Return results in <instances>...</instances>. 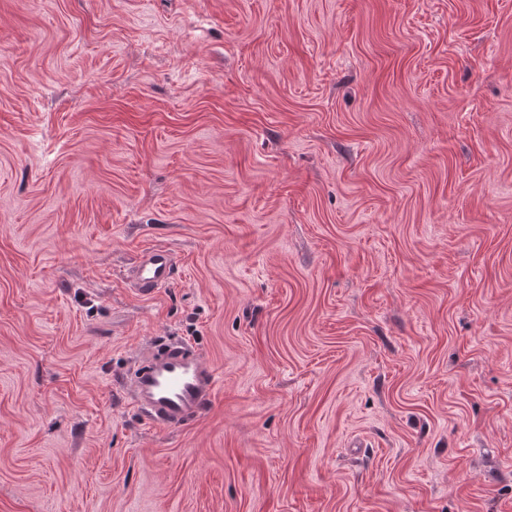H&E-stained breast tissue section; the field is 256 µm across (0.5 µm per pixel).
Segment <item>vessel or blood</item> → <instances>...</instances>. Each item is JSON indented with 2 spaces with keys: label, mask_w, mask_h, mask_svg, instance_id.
Segmentation results:
<instances>
[{
  "label": "vessel or blood",
  "mask_w": 512,
  "mask_h": 512,
  "mask_svg": "<svg viewBox=\"0 0 512 512\" xmlns=\"http://www.w3.org/2000/svg\"><path fill=\"white\" fill-rule=\"evenodd\" d=\"M177 259L165 247L143 251L127 276L142 294L169 286ZM215 370L191 342L165 339L152 344L126 380L130 403L149 424L179 427L198 419L216 389Z\"/></svg>",
  "instance_id": "obj_1"
}]
</instances>
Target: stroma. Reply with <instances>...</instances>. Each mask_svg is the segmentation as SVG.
<instances>
[{
  "instance_id": "35a3bbf8",
  "label": "stroma",
  "mask_w": 512,
  "mask_h": 512,
  "mask_svg": "<svg viewBox=\"0 0 512 512\" xmlns=\"http://www.w3.org/2000/svg\"><path fill=\"white\" fill-rule=\"evenodd\" d=\"M0 512H512V0H0ZM177 259L165 247L143 251L132 264L127 276L143 295H151L159 288L169 286L175 279ZM125 382L130 403L144 420L170 428L203 414L215 394L217 377L194 344L165 339L143 353Z\"/></svg>"
}]
</instances>
